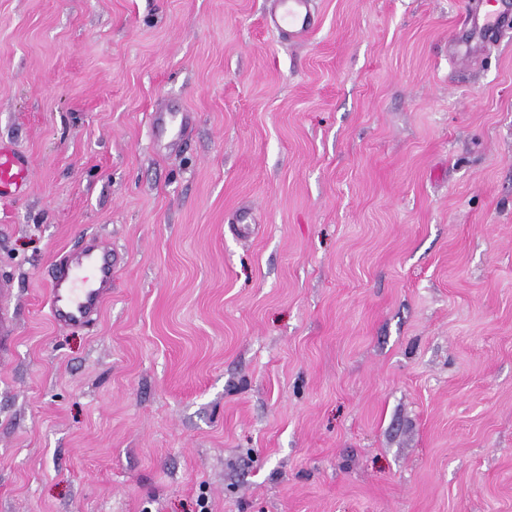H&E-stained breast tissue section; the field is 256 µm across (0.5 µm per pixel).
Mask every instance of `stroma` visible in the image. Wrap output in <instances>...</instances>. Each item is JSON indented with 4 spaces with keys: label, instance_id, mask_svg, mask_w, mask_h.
Here are the masks:
<instances>
[{
    "label": "stroma",
    "instance_id": "1",
    "mask_svg": "<svg viewBox=\"0 0 512 512\" xmlns=\"http://www.w3.org/2000/svg\"><path fill=\"white\" fill-rule=\"evenodd\" d=\"M267 4L0 0V512H512V30L462 71L461 0ZM266 21L292 44L308 41L316 26L313 0H269ZM29 180L28 159L10 145L0 142V199L23 193ZM120 257L102 241L65 250L51 267L47 309L57 326L93 323L112 294ZM12 292L13 288L0 289V350L2 351L10 347L15 335L16 323L9 309Z\"/></svg>",
    "mask_w": 512,
    "mask_h": 512
}]
</instances>
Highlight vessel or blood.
<instances>
[{"label":"vessel or blood","instance_id":"1","mask_svg":"<svg viewBox=\"0 0 512 512\" xmlns=\"http://www.w3.org/2000/svg\"><path fill=\"white\" fill-rule=\"evenodd\" d=\"M313 0H269L266 21L292 44L306 43L316 26ZM512 26V0H467L448 41L450 59L479 62L505 28ZM30 180L27 158L0 142V199L24 192ZM120 257L103 242L65 250L53 262L47 309L58 326L91 324L112 294V271ZM12 291L0 289V350L10 347L16 323L9 309Z\"/></svg>","mask_w":512,"mask_h":512}]
</instances>
